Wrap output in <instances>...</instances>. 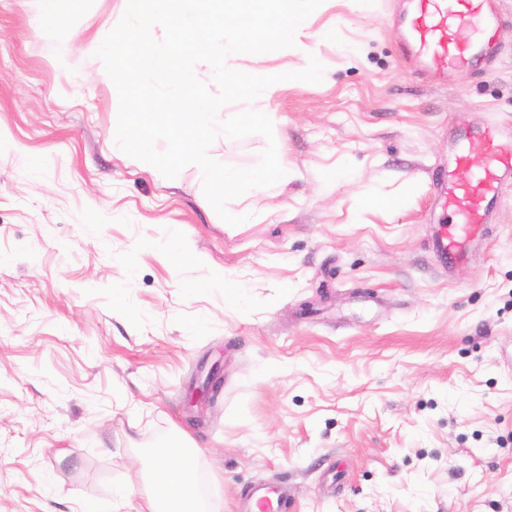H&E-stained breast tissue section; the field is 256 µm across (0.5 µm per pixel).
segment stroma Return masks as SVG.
<instances>
[{
    "mask_svg": "<svg viewBox=\"0 0 512 512\" xmlns=\"http://www.w3.org/2000/svg\"><path fill=\"white\" fill-rule=\"evenodd\" d=\"M403 2L324 0L294 47L229 60L324 67L254 101L292 174L232 226L194 167L116 143L87 47L124 0H70L64 39L0 0V512H136L188 438L224 512L258 483L288 512H512V186L464 265L428 244L450 128L512 123V31L494 75L437 83L397 53ZM266 145L210 152L247 168Z\"/></svg>",
    "mask_w": 512,
    "mask_h": 512,
    "instance_id": "stroma-1",
    "label": "stroma"
}]
</instances>
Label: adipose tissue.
Here are the masks:
<instances>
[{
	"label": "adipose tissue",
	"instance_id": "adipose-tissue-1",
	"mask_svg": "<svg viewBox=\"0 0 512 512\" xmlns=\"http://www.w3.org/2000/svg\"><path fill=\"white\" fill-rule=\"evenodd\" d=\"M221 497L203 498L197 479L196 454L182 449L178 461L159 460L152 485L137 512H223Z\"/></svg>",
	"mask_w": 512,
	"mask_h": 512
}]
</instances>
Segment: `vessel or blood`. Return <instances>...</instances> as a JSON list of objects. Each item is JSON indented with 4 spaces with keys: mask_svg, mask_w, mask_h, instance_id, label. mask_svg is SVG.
Segmentation results:
<instances>
[{
    "mask_svg": "<svg viewBox=\"0 0 512 512\" xmlns=\"http://www.w3.org/2000/svg\"><path fill=\"white\" fill-rule=\"evenodd\" d=\"M396 22L404 30L401 57L417 58L425 74L442 81L452 71L491 70L504 19L499 0H413ZM434 185L441 218L432 250L450 268L474 248L481 225L500 209L503 188L512 185V126H484L459 138ZM251 505L288 512L284 498L261 486L252 489Z\"/></svg>",
    "mask_w": 512,
    "mask_h": 512,
    "instance_id": "b4317fda",
    "label": "vessel or blood"
}]
</instances>
